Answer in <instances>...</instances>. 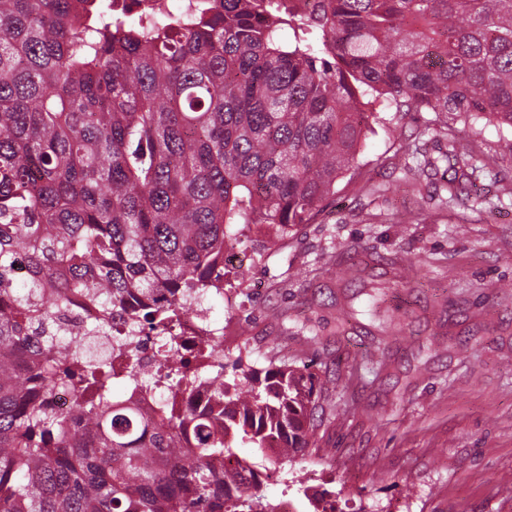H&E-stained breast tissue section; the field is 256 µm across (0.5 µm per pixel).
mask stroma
<instances>
[{
    "mask_svg": "<svg viewBox=\"0 0 512 512\" xmlns=\"http://www.w3.org/2000/svg\"><path fill=\"white\" fill-rule=\"evenodd\" d=\"M359 167L287 239L248 232L204 307L223 327L224 375L309 362L321 386L315 445L261 494L310 512H512V129L478 122L471 141L491 172L476 214L437 210L430 178H402V147L437 155L431 112L378 110ZM389 185L380 197L366 182ZM365 261L361 274L345 268ZM395 284L403 330L380 334L364 294Z\"/></svg>",
    "mask_w": 512,
    "mask_h": 512,
    "instance_id": "35a3bbf8",
    "label": "stroma"
}]
</instances>
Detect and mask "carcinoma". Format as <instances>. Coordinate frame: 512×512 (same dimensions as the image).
<instances>
[{"label":"carcinoma","instance_id":"1","mask_svg":"<svg viewBox=\"0 0 512 512\" xmlns=\"http://www.w3.org/2000/svg\"><path fill=\"white\" fill-rule=\"evenodd\" d=\"M376 102L512 128V0H196L134 23L112 0H0V512H277L259 491L314 443L311 366L240 358L229 382L214 337L195 365H144L131 343H175L185 297L224 290V251L251 225L283 240L309 223L357 167ZM436 133L448 148L407 147L403 177L442 170L459 198L486 164ZM88 278L103 318L87 335L123 325L110 359L57 336ZM117 363L136 390L204 377L210 404L129 407ZM56 386L68 416L44 401ZM239 443L264 463L217 470Z\"/></svg>","mask_w":512,"mask_h":512}]
</instances>
